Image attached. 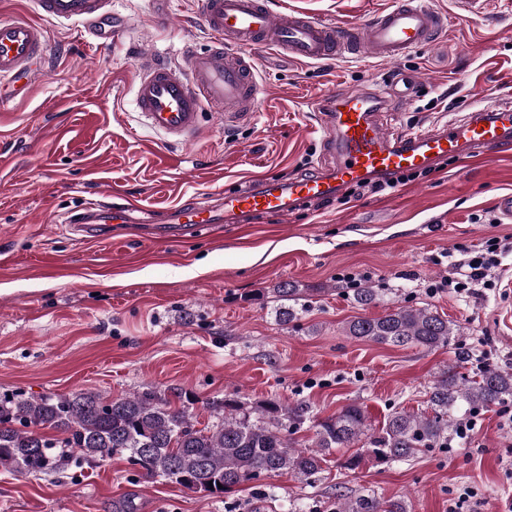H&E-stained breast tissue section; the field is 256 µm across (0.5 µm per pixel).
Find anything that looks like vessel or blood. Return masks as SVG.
Returning a JSON list of instances; mask_svg holds the SVG:
<instances>
[{
	"label": "vessel or blood",
	"instance_id": "b4317fda",
	"mask_svg": "<svg viewBox=\"0 0 512 512\" xmlns=\"http://www.w3.org/2000/svg\"><path fill=\"white\" fill-rule=\"evenodd\" d=\"M201 22L210 34L208 49L183 53L180 62L137 59L135 104L142 125L173 146L198 141L203 112L213 108L234 119L258 106L259 53L275 48L304 63L372 57L396 61L432 44L448 18L433 0H394L392 6L357 24L321 20L300 8L274 10L271 0H199ZM41 17L81 24L99 48L131 40V25L115 15L111 0H35ZM48 39L39 23L26 18L0 20V85L31 84L46 54ZM420 88L412 74L386 88L347 90L321 103L324 150L329 161L320 172L285 183L260 175L228 190L207 206L182 204L170 221L156 225L158 237L197 231L210 224H244L256 214L288 217L303 205L335 196L345 186L385 181L430 169L442 160L470 159L474 150L512 143V103H476L465 121L428 130L390 133L384 120L388 100L410 101ZM138 202L106 207L86 205L76 220L79 231L96 235L103 225L125 223Z\"/></svg>",
	"mask_w": 512,
	"mask_h": 512
}]
</instances>
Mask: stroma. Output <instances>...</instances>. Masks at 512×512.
<instances>
[{
	"mask_svg": "<svg viewBox=\"0 0 512 512\" xmlns=\"http://www.w3.org/2000/svg\"><path fill=\"white\" fill-rule=\"evenodd\" d=\"M319 18L360 22L391 0H274ZM448 15L437 43L392 63L365 57L303 64L269 49L259 55L262 93L248 121L228 129L215 112L194 143L168 145L145 128L134 105L136 60L127 48L99 50L80 25L45 22L50 45L41 78L0 112V392H93L117 398L154 388L192 393L198 426L214 418L206 401L237 393L246 407L276 399L311 405L317 417L356 402L373 428L394 410L424 413L428 390L448 365L474 375L479 365L512 370V253L490 288L460 298L429 294L448 273V254L497 238L512 242V219L498 215L512 193V147L448 159L392 190L350 186L291 215L157 239L136 224H115L95 239L70 222L103 186L148 210L184 201L209 204L253 173L278 181L315 172L327 156L313 103L330 93L376 90L394 72L418 74L422 93L389 118L417 131L465 116L476 97L512 96V0H487ZM139 44L175 60L206 49L197 0H169L166 27L151 0H112ZM386 289L383 302L355 303L347 275ZM298 289L305 307L280 323L274 290ZM398 306L431 307L455 328L434 350L360 341L343 327ZM346 448L326 457L317 482L266 480L267 512H324L337 496L373 492L403 499L407 512H448L472 489L481 512L512 500V421L500 406L479 410L466 449L433 448L380 466L364 458L350 471ZM251 486L221 496L145 481L121 459L60 474L0 469V512H249Z\"/></svg>",
	"mask_w": 512,
	"mask_h": 512,
	"instance_id": "35a3bbf8",
	"label": "stroma"
}]
</instances>
